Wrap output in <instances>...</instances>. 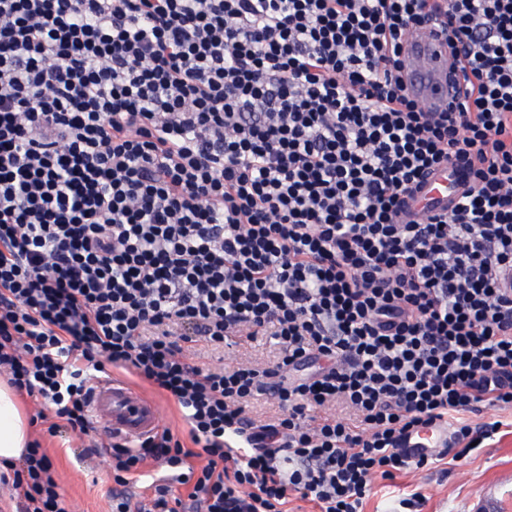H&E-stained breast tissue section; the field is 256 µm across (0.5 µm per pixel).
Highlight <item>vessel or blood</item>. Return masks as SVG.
Segmentation results:
<instances>
[{"label":"vessel or blood","instance_id":"b4317fda","mask_svg":"<svg viewBox=\"0 0 512 512\" xmlns=\"http://www.w3.org/2000/svg\"><path fill=\"white\" fill-rule=\"evenodd\" d=\"M404 87L413 99L439 112L463 96L460 57L453 54L443 39L431 29H419L403 47ZM471 174L468 167L452 164L426 175L407 196L403 216L422 221L429 215L450 211L457 204ZM90 415L107 435L123 438L137 446L160 424L157 404L124 381L102 377L96 380L90 403ZM448 436L445 427H428L406 442L408 452L441 447Z\"/></svg>","mask_w":512,"mask_h":512}]
</instances>
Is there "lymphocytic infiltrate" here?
<instances>
[{"label": "lymphocytic infiltrate", "instance_id": "1", "mask_svg": "<svg viewBox=\"0 0 512 512\" xmlns=\"http://www.w3.org/2000/svg\"><path fill=\"white\" fill-rule=\"evenodd\" d=\"M429 25L463 59L444 112L400 78ZM458 161L457 205L403 220ZM507 270L512 0H0V374L54 435L87 433L110 367L189 429L109 441L112 512H362L375 478L466 456L500 426L467 413L512 407ZM242 336L275 360H187ZM434 422L444 449L399 450ZM2 482L72 512L40 442Z\"/></svg>", "mask_w": 512, "mask_h": 512}]
</instances>
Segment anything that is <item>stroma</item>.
Wrapping results in <instances>:
<instances>
[{
  "label": "stroma",
  "instance_id": "obj_1",
  "mask_svg": "<svg viewBox=\"0 0 512 512\" xmlns=\"http://www.w3.org/2000/svg\"><path fill=\"white\" fill-rule=\"evenodd\" d=\"M268 340L240 342L213 352L196 350L194 361L232 365L241 360L266 362ZM501 421L498 434L461 459L448 458L431 467L402 472L391 480L375 479L363 512H512V408L471 414L478 425ZM54 466V476L70 499L74 512H111L114 487L109 458L99 448L105 438L97 430L67 439L49 436L45 424L33 427ZM418 501H411V494Z\"/></svg>",
  "mask_w": 512,
  "mask_h": 512
}]
</instances>
